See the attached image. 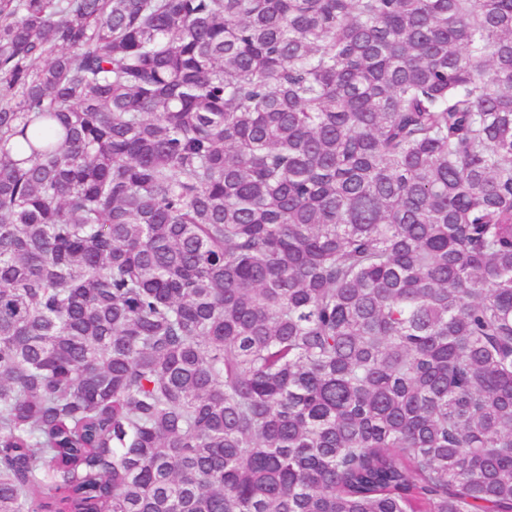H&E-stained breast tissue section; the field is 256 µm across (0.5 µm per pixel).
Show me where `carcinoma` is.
Segmentation results:
<instances>
[{
  "label": "carcinoma",
  "mask_w": 512,
  "mask_h": 512,
  "mask_svg": "<svg viewBox=\"0 0 512 512\" xmlns=\"http://www.w3.org/2000/svg\"><path fill=\"white\" fill-rule=\"evenodd\" d=\"M0 512H512V0H0Z\"/></svg>",
  "instance_id": "1"
}]
</instances>
